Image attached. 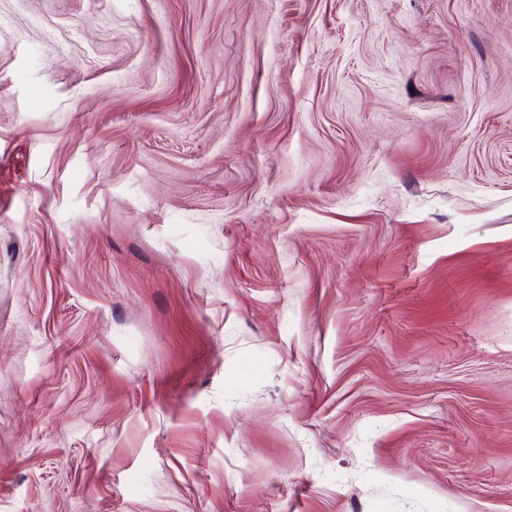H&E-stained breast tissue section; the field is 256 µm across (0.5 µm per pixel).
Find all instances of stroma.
<instances>
[{"label":"stroma","instance_id":"stroma-1","mask_svg":"<svg viewBox=\"0 0 512 512\" xmlns=\"http://www.w3.org/2000/svg\"><path fill=\"white\" fill-rule=\"evenodd\" d=\"M0 512H512V0H0Z\"/></svg>","mask_w":512,"mask_h":512}]
</instances>
